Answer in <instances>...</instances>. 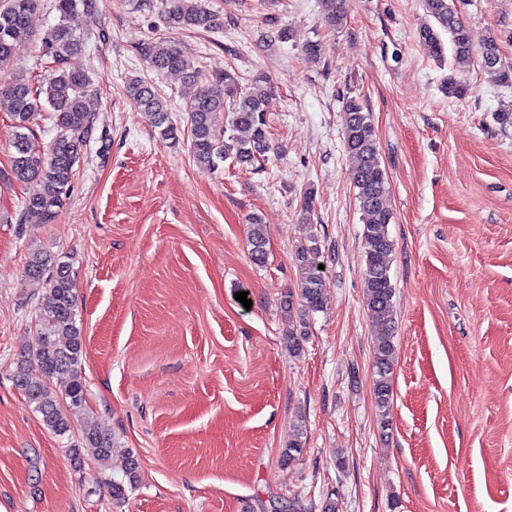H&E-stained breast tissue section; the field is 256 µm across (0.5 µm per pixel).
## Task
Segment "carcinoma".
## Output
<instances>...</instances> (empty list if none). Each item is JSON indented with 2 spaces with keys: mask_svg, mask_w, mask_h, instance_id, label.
<instances>
[{
  "mask_svg": "<svg viewBox=\"0 0 512 512\" xmlns=\"http://www.w3.org/2000/svg\"><path fill=\"white\" fill-rule=\"evenodd\" d=\"M40 0H0V64L8 62L17 43L32 37L30 17ZM429 22L420 29L419 41L430 57L442 63L450 55L457 63L477 60L491 81L512 84V60L505 57L503 45L512 43L511 30H492L480 44L473 42L470 30L460 16L455 0H421ZM326 26L336 29L347 19L351 0H321ZM97 0H55L59 21L41 38L42 51L51 59V70L39 85L19 75L0 87V108L9 112L15 124L11 143V175L25 181L35 178L41 190L26 198L20 221L50 223L57 209L69 199L76 176V166L90 142L107 148L105 131L98 130L95 112L89 105L91 77L85 70L70 66V59L85 50L87 26L96 13ZM165 24L179 30H219L220 17L208 10L201 0H170L164 15ZM136 51L157 75L177 72L197 86L186 103L189 127L187 140L190 155L202 170L214 171L219 163L231 160L242 167L253 166L269 150V131L265 101L267 82L255 79L241 84L233 69L209 74L189 59L176 45L162 39L148 38ZM126 95L140 112H146L164 140H179L178 128L170 117L168 101L153 81L131 79ZM42 112L50 113L56 135L46 150L38 149L27 131ZM343 140L354 166L353 184L357 190L363 224L364 300L377 322L378 338L373 350L372 392L382 413L381 428L390 426L389 407L392 397V373L395 362V322L393 318L395 288L391 281V256L394 243L387 226L393 220L388 205L389 181L382 166L377 135L370 113L356 98L343 101ZM250 133L246 139L233 134L236 129ZM300 247L294 253L299 270L297 288L288 291L283 308L288 312V346L302 349L309 335L308 316L325 307V282L320 265V249ZM248 244L252 258L262 263L266 258V240L258 217L251 218ZM25 277L43 285L45 292L38 306L39 329L29 350L30 367L16 378L43 423L55 434L64 436L74 430L64 407L86 405L87 388L82 375L84 331L79 319L76 282L69 263L45 252L31 254ZM57 375L67 376L66 385L56 390L50 381ZM82 445L92 450L96 459L112 465V434L92 421L80 426ZM302 429L282 453L284 463L296 460L303 448ZM125 481L112 483V495L123 499L126 487L139 480V466L134 456L122 464Z\"/></svg>",
  "mask_w": 512,
  "mask_h": 512,
  "instance_id": "cac0c4a2",
  "label": "carcinoma"
}]
</instances>
